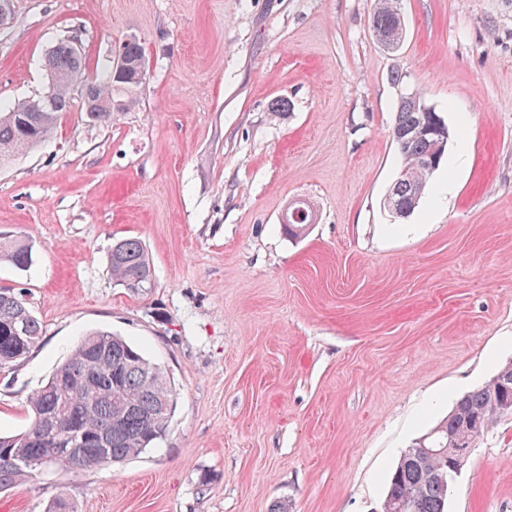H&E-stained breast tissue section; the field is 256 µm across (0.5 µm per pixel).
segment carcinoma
Returning a JSON list of instances; mask_svg holds the SVG:
<instances>
[{
    "label": "carcinoma",
    "instance_id": "obj_1",
    "mask_svg": "<svg viewBox=\"0 0 512 512\" xmlns=\"http://www.w3.org/2000/svg\"><path fill=\"white\" fill-rule=\"evenodd\" d=\"M371 28L388 52H399L406 38L401 0H376ZM120 52L131 67V75L111 80L106 72L93 81L83 101L84 112L93 121H112V114L92 106L95 98L110 93L114 98L133 100L143 83L138 78V69L146 62L142 44L129 38L121 44ZM46 67L54 75H80L85 61L71 40L64 39L47 54ZM72 100V89L59 87L47 112L37 97L18 101L0 113V165L45 140L59 114L70 111ZM391 135L402 165L384 207L393 217L403 218L418 207L433 174L424 162L430 157L443 161L450 132L422 93L412 89L399 94ZM2 257L22 270L31 264L29 247L21 242L1 245ZM109 265L112 277L124 287L138 291L151 286V264L139 240L116 242ZM41 339L42 326L22 293L0 290V368L23 363ZM511 402L510 362L486 385L460 397L446 419L404 451L381 512H399L403 503L412 505L411 512H447L448 457L460 450L457 443H472L479 437L478 430L488 424L493 404ZM28 404L30 428L15 435L0 434V492L50 467L77 474L91 466L109 468L143 453L166 435L174 395L166 369L123 338L95 331L77 343L69 358L31 394ZM75 431L85 440L81 454L62 447ZM21 456L36 460L37 466L15 465V458ZM45 512H77V508L61 493L49 500Z\"/></svg>",
    "mask_w": 512,
    "mask_h": 512
}]
</instances>
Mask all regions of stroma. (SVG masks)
I'll use <instances>...</instances> for the list:
<instances>
[{"label":"stroma","mask_w":512,"mask_h":512,"mask_svg":"<svg viewBox=\"0 0 512 512\" xmlns=\"http://www.w3.org/2000/svg\"><path fill=\"white\" fill-rule=\"evenodd\" d=\"M374 0H12L0 102L41 96L78 36L86 75L136 37L139 101L110 122L80 101L0 167V242L29 244L0 289L43 328L0 368V433L82 335L122 336L175 393L163 440L73 477L47 469L0 512H380L401 454L512 362V0H402L388 53ZM445 118L448 149L416 210L384 200L401 88ZM283 104L284 113L271 108ZM315 221L291 239L290 204ZM141 241L152 284L109 270ZM448 512H512V416L493 417ZM371 28L377 40L389 53H398L406 38L401 0H376ZM71 41L75 49L81 52V42L77 37L58 42L49 51L45 61L50 75H81L85 71L84 58L73 49Z\"/></svg>","instance_id":"stroma-1"}]
</instances>
